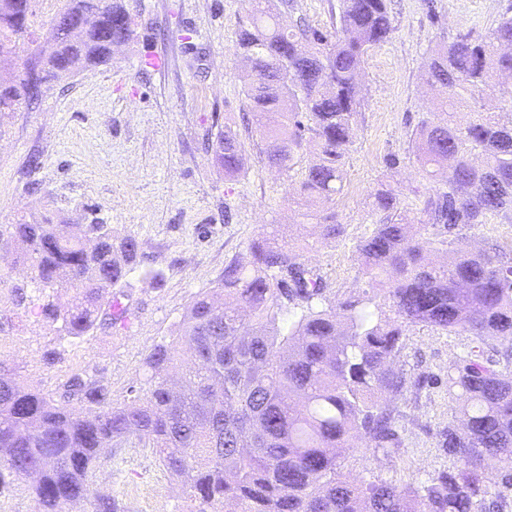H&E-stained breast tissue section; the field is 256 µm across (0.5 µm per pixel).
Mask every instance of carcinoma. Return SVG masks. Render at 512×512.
I'll return each mask as SVG.
<instances>
[{"label":"carcinoma","mask_w":512,"mask_h":512,"mask_svg":"<svg viewBox=\"0 0 512 512\" xmlns=\"http://www.w3.org/2000/svg\"><path fill=\"white\" fill-rule=\"evenodd\" d=\"M35 2L0 0V57L31 36ZM57 16L72 23L38 47L36 66L17 81L0 75V114L37 101L77 61L111 64L113 47L135 37L128 0H65ZM394 32L388 0H341L331 30L302 17L285 27L269 4L236 31L265 156L286 173L300 168L298 205L326 243L346 231L329 205L357 137L367 52ZM509 46L505 13L485 34H460L427 57L425 83L444 94L413 144L434 193L413 209L391 184L373 189L383 217L356 245L367 287L330 298L295 246L265 234L246 263L224 268L219 298L199 294L175 335L151 349L146 387L127 401L112 402L85 372L51 393L0 376V463L24 479L37 472L27 484L36 512H68L91 497L102 450L134 442L182 481L190 512H512V370L486 351L491 341H512V250L462 247L494 218L512 223V119L483 112L466 127L456 120L460 105L480 104L496 77L512 76ZM309 144L316 159L303 167ZM208 148L224 176L240 171L242 144L230 127ZM4 237L47 291L39 310L49 324L72 337L126 324L120 288L139 264L135 238L96 223L74 236L46 217L7 224ZM287 304L301 315L285 328ZM420 324L471 337L448 364L461 424L450 419L435 433L452 466L404 486L351 482L336 449L360 440L384 455L402 447L403 414L391 399L429 387V376L395 364L407 328ZM487 457L499 463L492 479ZM93 497V512H124L108 494Z\"/></svg>","instance_id":"cac0c4a2"}]
</instances>
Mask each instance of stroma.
I'll return each mask as SVG.
<instances>
[{
	"mask_svg": "<svg viewBox=\"0 0 512 512\" xmlns=\"http://www.w3.org/2000/svg\"><path fill=\"white\" fill-rule=\"evenodd\" d=\"M283 25L300 17L331 26L339 0H273ZM388 0L395 33L368 52L364 107L344 167L336 220L346 234L321 245L314 226H301L298 180L267 162L262 140L245 117V79L233 53L235 31L252 0H130L136 36L115 47L108 66L75 64L69 76L29 107L0 115V225L30 216L61 217L80 232L110 225L140 244L138 270L127 278V327L75 339L46 323L30 271L0 242V358L30 389L56 391L71 374L87 372L113 402L144 383V359L167 339L192 300L212 291L225 266L246 260L263 232L307 244L303 261L327 284L328 295L360 288L356 243L380 215L369 193L395 154L393 181L413 204L433 192L413 155L412 131L429 118L434 96L423 80L432 48L467 32L487 31L512 0ZM61 0H39L35 41L16 43L0 73L21 75L23 62L48 41ZM231 126L243 146V167L228 179L206 140ZM157 273V283L143 277ZM29 301L16 305L15 288ZM470 339L425 326L409 329L400 364L434 376V388L396 400L405 415L404 443L383 456L359 448L340 455L349 480L382 477L399 485L447 468L434 433L447 425L453 402L448 364ZM56 351L46 363L47 351ZM96 492L118 498L125 512H188L179 483L148 448L126 447L102 459Z\"/></svg>",
	"mask_w": 512,
	"mask_h": 512,
	"instance_id": "obj_1",
	"label": "stroma"
}]
</instances>
